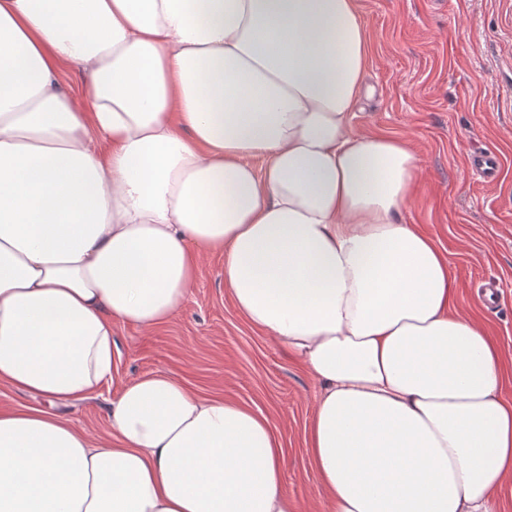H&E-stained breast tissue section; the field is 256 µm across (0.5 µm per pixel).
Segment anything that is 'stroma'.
<instances>
[{
    "label": "stroma",
    "instance_id": "stroma-1",
    "mask_svg": "<svg viewBox=\"0 0 512 512\" xmlns=\"http://www.w3.org/2000/svg\"><path fill=\"white\" fill-rule=\"evenodd\" d=\"M369 57L355 132L405 140L421 169L402 221L435 239L455 275L456 308L501 351L512 400V0H357ZM496 152L499 179L467 165ZM224 260L203 259L181 311L152 331L116 325L118 371L60 413L94 438L110 430L111 402L142 375H175L203 395L263 414L284 449L283 482L301 512H323L306 436L319 387L272 338L250 326L224 289ZM496 278L499 304L483 305L478 282Z\"/></svg>",
    "mask_w": 512,
    "mask_h": 512
}]
</instances>
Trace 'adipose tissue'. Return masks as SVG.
I'll return each mask as SVG.
<instances>
[{
  "instance_id": "adipose-tissue-1",
  "label": "adipose tissue",
  "mask_w": 512,
  "mask_h": 512,
  "mask_svg": "<svg viewBox=\"0 0 512 512\" xmlns=\"http://www.w3.org/2000/svg\"><path fill=\"white\" fill-rule=\"evenodd\" d=\"M367 65L356 0H0V383L40 401L0 411V512H298L268 419L173 374L123 385L104 439L56 410L213 253L321 387L328 512H494L500 351L401 221L416 157L352 129Z\"/></svg>"
}]
</instances>
